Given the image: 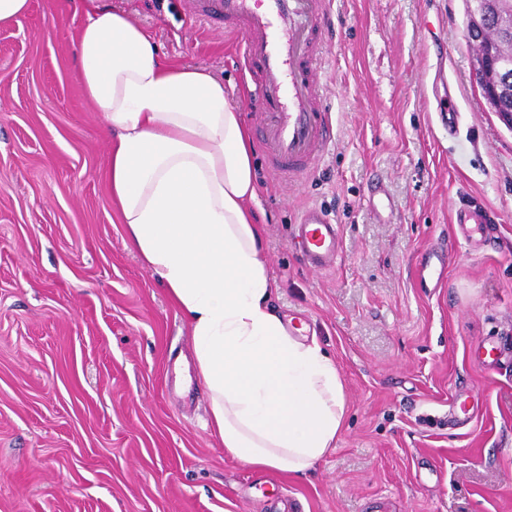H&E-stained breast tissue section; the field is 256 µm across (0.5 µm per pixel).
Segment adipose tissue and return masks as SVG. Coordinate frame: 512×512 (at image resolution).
<instances>
[{"mask_svg": "<svg viewBox=\"0 0 512 512\" xmlns=\"http://www.w3.org/2000/svg\"><path fill=\"white\" fill-rule=\"evenodd\" d=\"M86 97L111 135L105 177L127 236L187 322L226 455L283 476L311 470L344 428L334 360L271 307L252 208L251 133L224 83L166 60L103 0H79Z\"/></svg>", "mask_w": 512, "mask_h": 512, "instance_id": "obj_1", "label": "adipose tissue"}]
</instances>
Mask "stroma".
Segmentation results:
<instances>
[{
  "mask_svg": "<svg viewBox=\"0 0 512 512\" xmlns=\"http://www.w3.org/2000/svg\"><path fill=\"white\" fill-rule=\"evenodd\" d=\"M108 3L258 126L223 20L199 22L192 0ZM464 15V0H332L333 143L293 180L255 152L272 307L334 359L347 404L335 448L293 478L229 458L208 427L190 329L104 179L81 15L30 0L0 27V512H512V131L473 81ZM450 100L453 135L437 120ZM309 205L340 226L333 270L299 257ZM463 205L497 213L485 241H455ZM432 251L446 266L425 282Z\"/></svg>",
  "mask_w": 512,
  "mask_h": 512,
  "instance_id": "stroma-1",
  "label": "stroma"
}]
</instances>
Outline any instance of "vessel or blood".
I'll use <instances>...</instances> for the list:
<instances>
[{"label": "vessel or blood", "mask_w": 512, "mask_h": 512, "mask_svg": "<svg viewBox=\"0 0 512 512\" xmlns=\"http://www.w3.org/2000/svg\"><path fill=\"white\" fill-rule=\"evenodd\" d=\"M195 15L208 22L222 18L243 35L242 64L252 76L262 109L259 138L280 176L307 173L334 138L330 114L319 94L321 30L331 0H194ZM464 242L483 233V220L466 207L452 216ZM303 259L319 270L335 268L342 252L339 226L316 206L304 208L294 226Z\"/></svg>", "instance_id": "1"}]
</instances>
